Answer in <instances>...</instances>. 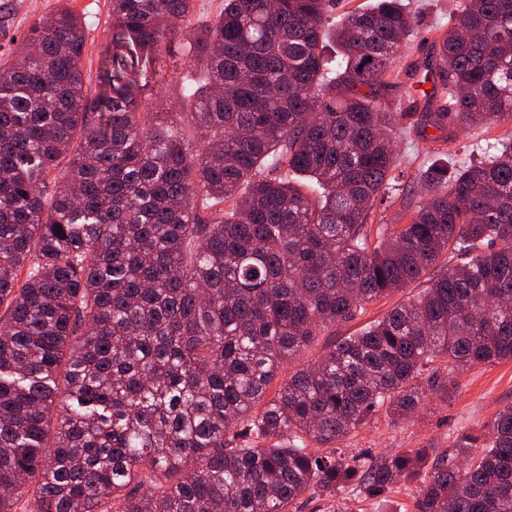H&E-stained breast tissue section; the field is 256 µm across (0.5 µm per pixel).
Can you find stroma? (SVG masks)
Wrapping results in <instances>:
<instances>
[{
    "label": "stroma",
    "mask_w": 512,
    "mask_h": 512,
    "mask_svg": "<svg viewBox=\"0 0 512 512\" xmlns=\"http://www.w3.org/2000/svg\"><path fill=\"white\" fill-rule=\"evenodd\" d=\"M60 0H0V61L10 57L12 49L25 36L31 22L59 5ZM78 13L86 29L87 44L83 67L88 75H96L101 52L110 36L111 0H67ZM418 5V22L414 36L395 62L390 85L383 91L384 100L392 111L398 112L399 127L394 137L399 154L401 177L407 180L411 191L404 197L375 204L374 224L404 223L407 206H418L425 196L418 176L430 161L432 152L449 153L452 162L464 164L481 157L482 142L476 132L459 127L450 128V143L426 140L413 134L415 117L409 116L410 91L415 85L405 74L409 63L419 58L422 49L438 39L447 30L462 0H413ZM425 288L416 281L375 303L355 320L339 325L316 337L314 342L293 360L285 373L279 374L275 385H283L289 373L315 362L335 342L381 318L396 305L413 300ZM512 405V361L477 365L456 375V386L449 400H431L418 409L409 420L392 422L386 412H379L347 438L349 448H366L375 454H388L412 448L435 447L447 450L455 436L462 432L484 433L499 410Z\"/></svg>",
    "instance_id": "stroma-1"
}]
</instances>
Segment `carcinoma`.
<instances>
[{
	"mask_svg": "<svg viewBox=\"0 0 512 512\" xmlns=\"http://www.w3.org/2000/svg\"><path fill=\"white\" fill-rule=\"evenodd\" d=\"M331 4L224 0L195 27L191 137L154 104L193 0H112L94 89L65 6L0 66V512H289L418 479L416 512H512V405L446 453L343 446L382 407L400 422L448 399L438 360H512V139L435 158L409 222L371 240L375 202L404 191L380 89L416 12ZM430 72L422 128L512 126V0H466ZM447 253L267 397L315 337Z\"/></svg>",
	"mask_w": 512,
	"mask_h": 512,
	"instance_id": "carcinoma-1",
	"label": "carcinoma"
}]
</instances>
